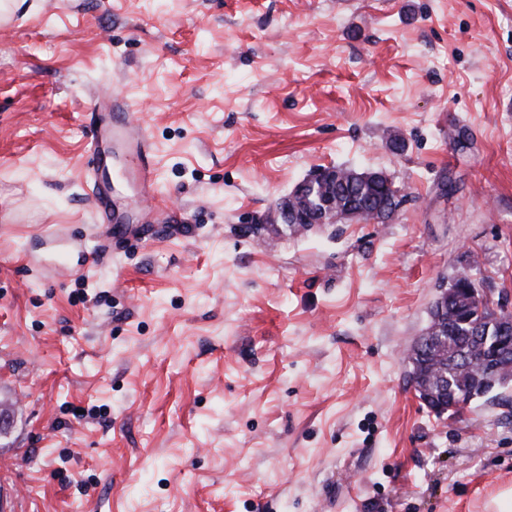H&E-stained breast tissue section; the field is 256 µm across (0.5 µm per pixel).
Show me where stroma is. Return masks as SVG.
I'll use <instances>...</instances> for the list:
<instances>
[{
    "label": "stroma",
    "instance_id": "1",
    "mask_svg": "<svg viewBox=\"0 0 512 512\" xmlns=\"http://www.w3.org/2000/svg\"><path fill=\"white\" fill-rule=\"evenodd\" d=\"M94 92L151 140L91 233ZM391 223L253 231L321 167ZM478 259L512 308V0H20L0 21V512H512V387L457 418L402 360Z\"/></svg>",
    "mask_w": 512,
    "mask_h": 512
}]
</instances>
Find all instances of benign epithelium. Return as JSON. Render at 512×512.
<instances>
[{"label": "benign epithelium", "instance_id": "7a95c632", "mask_svg": "<svg viewBox=\"0 0 512 512\" xmlns=\"http://www.w3.org/2000/svg\"><path fill=\"white\" fill-rule=\"evenodd\" d=\"M348 215L336 208V177L333 169H318L310 177L299 182L289 199L277 203L267 219L269 224H281L285 229L298 233L315 227L333 226L347 219ZM470 293L465 281L448 288L440 286L431 305L434 311L432 322L416 344L406 352L405 359L417 361L428 358L437 349H448V300L460 301ZM496 336L491 346L487 339L477 333L470 336L479 343L474 362L485 366L486 374L494 377L503 365L512 363V316L496 317ZM435 377H426L422 382V394L426 403L434 410L445 413L448 410V384L452 380L445 371H434Z\"/></svg>", "mask_w": 512, "mask_h": 512}]
</instances>
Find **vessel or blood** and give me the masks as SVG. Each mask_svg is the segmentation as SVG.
<instances>
[{"instance_id":"b4317fda","label":"vessel or blood","mask_w":512,"mask_h":512,"mask_svg":"<svg viewBox=\"0 0 512 512\" xmlns=\"http://www.w3.org/2000/svg\"><path fill=\"white\" fill-rule=\"evenodd\" d=\"M126 142L133 146L137 162L129 175L143 189L154 185V171L149 162L150 145L146 130L136 125L126 106L108 103L105 112L99 113L88 150L95 163L93 178V238L102 239L123 232L112 208V183L103 176L111 158L112 146Z\"/></svg>"}]
</instances>
